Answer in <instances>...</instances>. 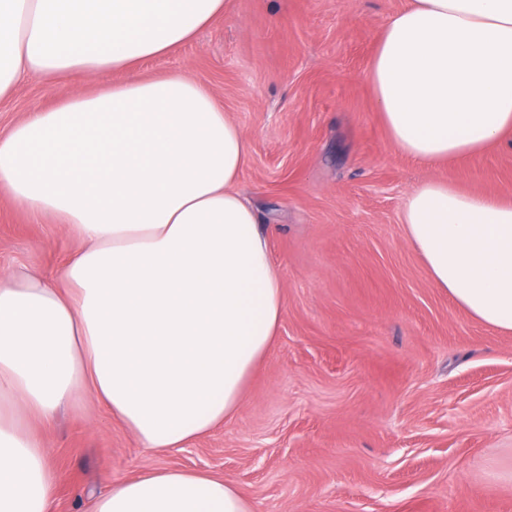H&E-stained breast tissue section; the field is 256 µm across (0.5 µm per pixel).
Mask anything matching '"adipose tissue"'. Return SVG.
<instances>
[{
    "mask_svg": "<svg viewBox=\"0 0 512 512\" xmlns=\"http://www.w3.org/2000/svg\"><path fill=\"white\" fill-rule=\"evenodd\" d=\"M232 0H0V97L31 75L130 70L192 41ZM394 147L431 163L512 143V0H408L369 67ZM244 132L202 83L144 78L30 112L0 134V193L85 247L54 282L0 273V512H51L30 422L92 395L154 451L234 418L278 334L283 283L236 188ZM405 238L456 305L512 333V200L430 180ZM94 512H253L231 482L154 467Z\"/></svg>",
    "mask_w": 512,
    "mask_h": 512,
    "instance_id": "ef3b65f1",
    "label": "adipose tissue"
}]
</instances>
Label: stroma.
Returning <instances> with one entry per match:
<instances>
[{
	"label": "stroma",
	"instance_id": "1",
	"mask_svg": "<svg viewBox=\"0 0 512 512\" xmlns=\"http://www.w3.org/2000/svg\"><path fill=\"white\" fill-rule=\"evenodd\" d=\"M407 0H232L136 71L31 76L0 99V130L65 89L95 94L184 72L245 133L238 189L284 284L275 344L234 420L187 447L141 448L92 397L36 432L57 475L52 512H90L114 478L205 470L254 512H512V333L436 288L407 243V194L438 178L512 199V148L445 164L392 145L368 68ZM81 240L0 195V269L54 278Z\"/></svg>",
	"mask_w": 512,
	"mask_h": 512
}]
</instances>
